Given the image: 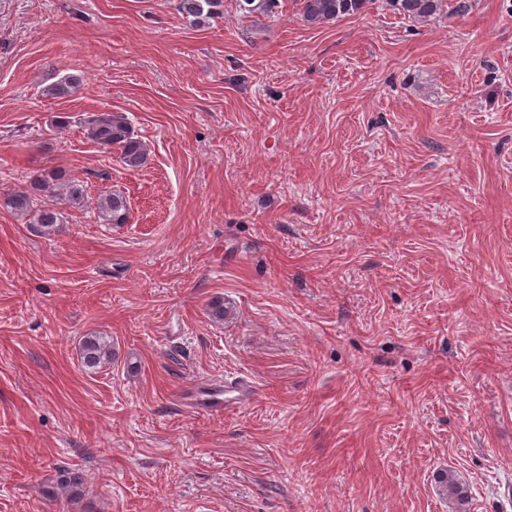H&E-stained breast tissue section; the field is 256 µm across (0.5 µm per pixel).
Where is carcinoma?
Here are the masks:
<instances>
[{
	"instance_id": "1",
	"label": "carcinoma",
	"mask_w": 512,
	"mask_h": 512,
	"mask_svg": "<svg viewBox=\"0 0 512 512\" xmlns=\"http://www.w3.org/2000/svg\"><path fill=\"white\" fill-rule=\"evenodd\" d=\"M403 15L416 20H426L441 9L442 0H391ZM364 0H301L302 18L309 25H320L336 17L354 13L362 8ZM239 11L248 17H270L278 7L277 0H237ZM222 0H178L181 14L192 22L203 25L219 14ZM81 77L67 74L47 89L52 98H66L76 90ZM87 138L106 151H120L121 162L130 169L145 163L146 148L135 137L128 118L110 111L96 112L84 120ZM87 202L84 182L60 168L41 170L29 185L0 195V207L29 218L37 225L38 233L55 234L64 214L61 206L81 208ZM98 218L105 224H125L129 218L126 197L119 192L108 191L100 195L96 203ZM79 355L85 370L96 372L112 362V341L106 336L91 334L83 337ZM435 482L454 505V512H467L469 492L464 483L447 470L437 474ZM86 475L79 468L57 471L53 483L42 488L47 499L64 498L75 506L83 502Z\"/></svg>"
}]
</instances>
